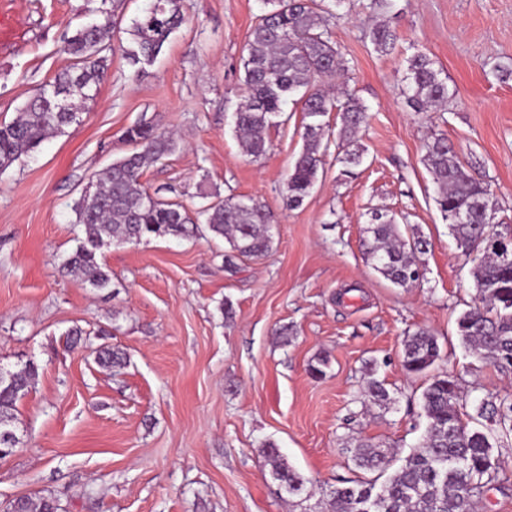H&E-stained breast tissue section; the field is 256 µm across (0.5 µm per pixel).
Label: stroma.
Returning a JSON list of instances; mask_svg holds the SVG:
<instances>
[{
  "mask_svg": "<svg viewBox=\"0 0 512 512\" xmlns=\"http://www.w3.org/2000/svg\"><path fill=\"white\" fill-rule=\"evenodd\" d=\"M370 0H351L331 27L348 63L344 87L368 108L366 150L354 176L335 153L297 209L284 204L286 175L303 146L300 107L268 131L260 159L245 156L230 115L245 94L246 43L263 0H185L174 33L145 74L115 54L78 124L0 173V367L39 368L18 402L24 448L0 459V504L55 497L62 512H303L272 479L274 443L311 479L312 503L366 478L352 462L357 439L407 456L421 441L425 377L402 367L403 341L437 338L435 370L454 376L467 406L512 395V372L474 357L456 319L476 298L472 265L437 208L424 144L445 135L488 182L502 224L512 225V0H399L397 39L374 51ZM15 35L0 46V120L12 119L70 59L65 36L91 20L89 0H0ZM428 54L455 95L443 112H416L402 94L406 59ZM172 133L176 150L148 168V191L169 188L189 210L250 197L275 220L263 260L224 266L225 244L152 238L103 248V290L65 267L81 233L73 205L94 174L127 154V127ZM399 216L404 235L430 241L424 278L398 288L367 263L370 211ZM292 328L289 339L275 329ZM81 329L84 344L67 347ZM104 345L124 367L98 366ZM327 356L313 379L309 365ZM374 371L388 407L361 393Z\"/></svg>",
  "mask_w": 512,
  "mask_h": 512,
  "instance_id": "35a3bbf8",
  "label": "stroma"
}]
</instances>
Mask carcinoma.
<instances>
[{
    "instance_id": "carcinoma-1",
    "label": "carcinoma",
    "mask_w": 512,
    "mask_h": 512,
    "mask_svg": "<svg viewBox=\"0 0 512 512\" xmlns=\"http://www.w3.org/2000/svg\"><path fill=\"white\" fill-rule=\"evenodd\" d=\"M324 8L317 0H265L272 9L252 27L243 60L246 96L233 115L244 155L259 159L268 150V129L284 114L290 97L299 95L302 112L301 152L287 177L286 206L297 209L316 184L322 157L336 145L342 164L340 175L350 177L364 161L365 149L358 133L367 123V107L344 91L335 97L325 81L348 71L346 61L332 40L329 22L340 16L347 0H331ZM100 0L95 18L66 37L64 52L70 64L53 80L41 85L26 105L8 123H0V172L11 168L37 148L43 140L65 133L79 123L89 102L95 100L106 76L108 61L120 51L136 66V73L153 65L170 36L187 23L183 0H149L133 20L132 45L112 43L114 14ZM373 49L388 54L394 46L389 24L369 26ZM403 93L417 112H435L447 106L452 93L447 78L436 62L423 52L406 60ZM340 116L338 132L331 131L328 117ZM133 146L128 154L107 167L89 195L73 206L76 223L82 226L80 244L66 266L93 288L104 289L110 271L99 262L98 253L111 244L139 243L144 239L210 237L225 240L224 265L265 258L272 249L273 220L263 205L252 198L229 196L200 207L192 213L179 201L150 199L141 178L144 171L170 154L174 138L152 125L138 122L125 131ZM423 161L432 175L435 202L450 235L461 253L473 263L471 275L478 304L457 318V335L477 358L501 371L512 372V228L497 231L503 247L489 244L484 219L498 213L489 185L475 178L471 165L448 139L434 134L425 143ZM466 212L470 220L455 223ZM366 259L392 285L408 288L411 276L420 271L416 254L427 242L401 238L395 215L375 211L365 228ZM440 358L436 337L419 329L403 342L402 366L411 374H427ZM96 362L105 368L125 363V353L109 347L97 351ZM38 367L32 363L0 379V434L17 431V402L35 384ZM364 393L379 406L392 397L383 384L368 372ZM461 391L454 377L435 374L420 396L421 416L426 420L423 442L403 459L392 473L387 469L394 454L368 440L357 444L355 466L378 470V477L353 481L330 491L326 512H477L480 496L493 486L506 488L500 476L501 462L494 455L493 441L506 423H512V400H483L469 418L482 425L471 428L464 422ZM272 479L290 498L310 497L308 480L288 465L273 443L264 448ZM52 497L18 498L4 512H59Z\"/></svg>"
}]
</instances>
